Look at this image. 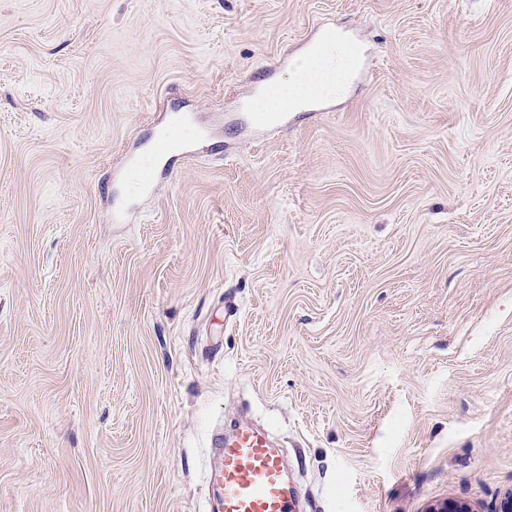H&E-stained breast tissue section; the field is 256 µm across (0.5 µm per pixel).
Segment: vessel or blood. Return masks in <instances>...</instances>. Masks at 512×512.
<instances>
[{"instance_id": "b4317fda", "label": "vessel or blood", "mask_w": 512, "mask_h": 512, "mask_svg": "<svg viewBox=\"0 0 512 512\" xmlns=\"http://www.w3.org/2000/svg\"><path fill=\"white\" fill-rule=\"evenodd\" d=\"M219 466L207 494L215 512H298L299 490L269 435L250 423L220 439Z\"/></svg>"}]
</instances>
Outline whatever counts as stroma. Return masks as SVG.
<instances>
[{
    "instance_id": "35a3bbf8",
    "label": "stroma",
    "mask_w": 512,
    "mask_h": 512,
    "mask_svg": "<svg viewBox=\"0 0 512 512\" xmlns=\"http://www.w3.org/2000/svg\"><path fill=\"white\" fill-rule=\"evenodd\" d=\"M323 26L363 73L236 123ZM231 418L305 512H496L512 0H0V512H208Z\"/></svg>"
}]
</instances>
